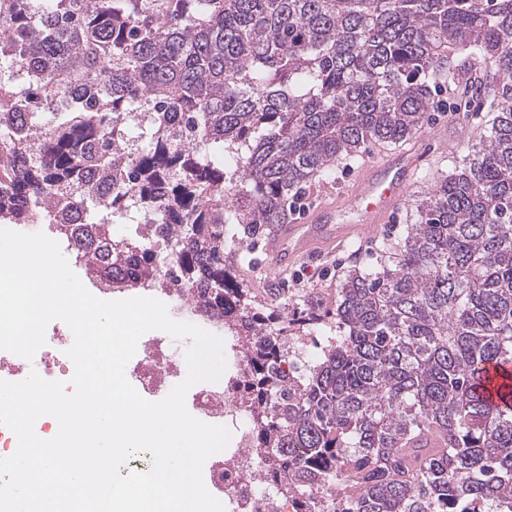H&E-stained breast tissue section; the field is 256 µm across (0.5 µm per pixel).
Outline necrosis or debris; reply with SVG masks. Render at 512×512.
<instances>
[{
  "label": "necrosis or debris",
  "instance_id": "1",
  "mask_svg": "<svg viewBox=\"0 0 512 512\" xmlns=\"http://www.w3.org/2000/svg\"><path fill=\"white\" fill-rule=\"evenodd\" d=\"M173 264L157 266L154 283L121 280L101 289L104 297L119 293L123 297L169 298V314L187 320L220 337L224 343L226 369L219 381L199 386L193 396V415L200 421L223 425L231 431L228 448L214 460L206 488L222 500L225 512H334L336 505L322 485H315L308 501L280 498L270 482L263 456L250 452L253 425L250 409L241 398V378L247 370L244 337L227 332L223 321L215 319L197 302L181 303L183 290L173 273ZM73 343L68 326L53 321L45 345L33 360H25L0 350V380L19 382L30 371H37L48 380L69 381L71 361L66 351ZM129 376L139 394L147 399L165 397L179 382L181 360L171 340L161 334L140 339L137 359Z\"/></svg>",
  "mask_w": 512,
  "mask_h": 512
}]
</instances>
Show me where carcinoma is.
<instances>
[{"mask_svg": "<svg viewBox=\"0 0 512 512\" xmlns=\"http://www.w3.org/2000/svg\"><path fill=\"white\" fill-rule=\"evenodd\" d=\"M451 81L490 127L395 251L330 304L245 287L226 239L251 246L336 162L420 133ZM138 101L154 117L131 157ZM2 114L40 135L0 123V224L30 223L28 203L155 218L202 307L261 337L245 389L281 495L323 481L341 512H512V0H0ZM144 237L125 244L139 278L159 262ZM327 327L295 366L288 338Z\"/></svg>", "mask_w": 512, "mask_h": 512, "instance_id": "1", "label": "carcinoma"}]
</instances>
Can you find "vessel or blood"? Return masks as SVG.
Returning a JSON list of instances; mask_svg holds the SVG:
<instances>
[{"mask_svg": "<svg viewBox=\"0 0 512 512\" xmlns=\"http://www.w3.org/2000/svg\"><path fill=\"white\" fill-rule=\"evenodd\" d=\"M421 163L420 152L401 150L366 165L339 208L356 212L354 223H335V211L319 207L304 220L269 226L264 240L266 266L275 271L298 257L330 249L350 238L372 237L405 201Z\"/></svg>", "mask_w": 512, "mask_h": 512, "instance_id": "vessel-or-blood-1", "label": "vessel or blood"}]
</instances>
